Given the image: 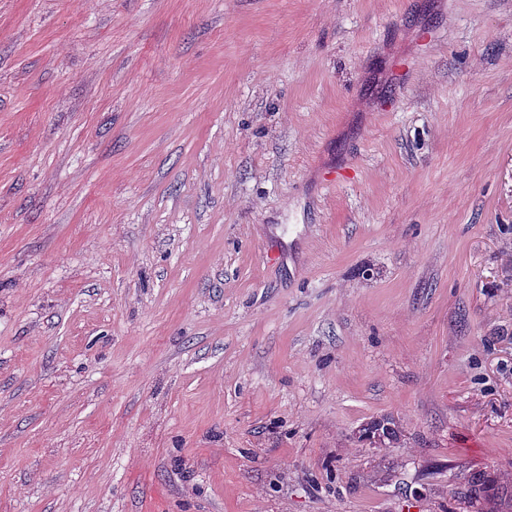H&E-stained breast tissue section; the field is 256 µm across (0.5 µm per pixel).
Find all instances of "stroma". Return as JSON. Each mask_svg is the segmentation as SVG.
<instances>
[{"instance_id":"1","label":"stroma","mask_w":512,"mask_h":512,"mask_svg":"<svg viewBox=\"0 0 512 512\" xmlns=\"http://www.w3.org/2000/svg\"><path fill=\"white\" fill-rule=\"evenodd\" d=\"M476 469L512 0H0V512H468Z\"/></svg>"}]
</instances>
